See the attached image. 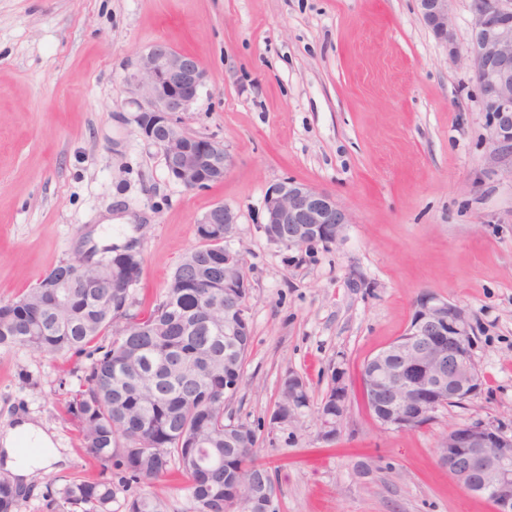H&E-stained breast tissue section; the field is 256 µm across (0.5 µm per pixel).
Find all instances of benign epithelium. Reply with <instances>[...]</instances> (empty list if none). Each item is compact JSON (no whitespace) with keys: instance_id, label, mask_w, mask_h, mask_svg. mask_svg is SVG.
Here are the masks:
<instances>
[{"instance_id":"benign-epithelium-1","label":"benign epithelium","mask_w":512,"mask_h":512,"mask_svg":"<svg viewBox=\"0 0 512 512\" xmlns=\"http://www.w3.org/2000/svg\"><path fill=\"white\" fill-rule=\"evenodd\" d=\"M425 25L448 49L454 61L469 64L480 93L482 109L493 116L492 142L499 153L512 154V0H471L475 22L465 49H459L449 24L452 0H417ZM143 91L135 116L142 136L158 146L170 177L192 190L224 178V146L211 137L191 135L179 126L180 115L191 111L206 85L207 73L197 58L165 41L152 44L130 76ZM268 239L282 246L309 241L335 243L344 238L352 218L332 195L296 181L272 186L264 200ZM237 215L224 204L213 205L196 225L206 230L224 225L229 236ZM248 287L241 252L224 249V296L239 297L224 309V320L208 319L214 330L238 336L248 323ZM474 327L460 306L430 293L416 301L405 334L369 361L366 385L373 417L386 430L411 431L439 408L475 395L481 385L473 356ZM336 396L329 407L336 414L321 416L325 428L342 420L344 378L336 372ZM303 381L290 374L271 421L291 423L299 410ZM441 463L464 490L492 498L496 512H512V431L484 422L458 424L448 430L438 448ZM275 484L252 482L247 497L234 494L226 512H274Z\"/></svg>"}]
</instances>
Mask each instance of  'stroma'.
<instances>
[{
  "label": "stroma",
  "mask_w": 512,
  "mask_h": 512,
  "mask_svg": "<svg viewBox=\"0 0 512 512\" xmlns=\"http://www.w3.org/2000/svg\"><path fill=\"white\" fill-rule=\"evenodd\" d=\"M159 40L208 75L182 129L229 157L223 180L195 190L133 120L129 76ZM491 130L417 0H0V300L89 249L130 244L143 263L129 311H146L196 246L197 220L225 204L253 339L224 415L255 428L278 512H495L438 454L457 424L512 430V156ZM287 180L349 211L341 241L268 240L264 197ZM426 292L472 319L481 386L419 429L383 430L363 366ZM88 363L0 348V429L42 422L58 457L25 479L17 512H58L61 481L98 474L65 414ZM336 370L347 411L328 438L319 407ZM291 373L308 403L280 427L270 416Z\"/></svg>",
  "instance_id": "35a3bbf8"
}]
</instances>
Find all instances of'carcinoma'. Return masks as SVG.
Wrapping results in <instances>:
<instances>
[{
  "instance_id": "cac0c4a2",
  "label": "carcinoma",
  "mask_w": 512,
  "mask_h": 512,
  "mask_svg": "<svg viewBox=\"0 0 512 512\" xmlns=\"http://www.w3.org/2000/svg\"><path fill=\"white\" fill-rule=\"evenodd\" d=\"M183 265L208 272L224 283V240L200 237L176 267L163 300L147 315L127 313L130 289L97 287L91 272L82 288H50L73 267L63 263L35 287L0 301V347H21L42 359L85 354L91 362L79 376L68 413L82 448L100 467L97 479L70 481L60 490L67 512H112L120 487L108 473L122 468L123 487L152 482L175 468L189 492L187 512H225L236 477L267 476L256 460L257 436L243 422L224 418V358L243 370L251 331L224 339V331L187 335L209 313L205 304L224 307V288H190L179 279ZM128 341L101 343L111 331ZM208 460L200 469L192 455ZM28 497L0 478V512H15ZM124 512H164L161 501L127 494Z\"/></svg>"
}]
</instances>
